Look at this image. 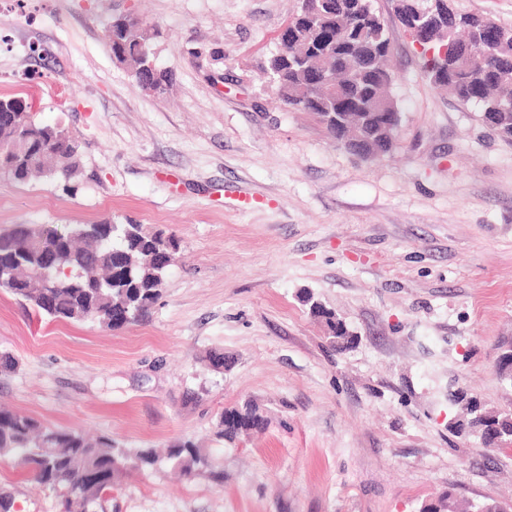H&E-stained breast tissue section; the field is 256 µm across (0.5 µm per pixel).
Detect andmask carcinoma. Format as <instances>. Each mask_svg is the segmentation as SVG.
<instances>
[{"mask_svg": "<svg viewBox=\"0 0 512 512\" xmlns=\"http://www.w3.org/2000/svg\"><path fill=\"white\" fill-rule=\"evenodd\" d=\"M412 0H393L403 26L417 25ZM110 48L118 63L139 83L149 82L160 93L169 84L166 73L140 75L146 52L152 49V27L141 21L130 27L111 23ZM422 49V72L434 87L445 89L463 103L482 111L481 119L501 139L512 142V30L493 19L458 14L431 18ZM453 42L442 65L441 49ZM384 17L373 0H321L312 13L299 5L288 27V45L278 47L263 71L280 74L277 92L288 106L310 112L328 134L365 158L390 154L396 147L402 110L389 92L393 75L388 66ZM336 75L343 89L336 95L326 73ZM22 99L6 100L0 112V140L24 129L26 138L9 158L0 157V178L25 183L34 175L71 180L79 169V154L67 150L69 132L43 124L29 113ZM175 235L142 224H106L96 238L85 237L81 226L60 229L50 224H14L0 233V290L29 302L51 318L71 322L105 323L115 306L125 307L131 323L142 319L161 295L168 268L179 252ZM313 315L325 320L338 348L354 342L337 329L336 313L314 302ZM451 404L465 403L467 417L448 427L469 435L476 429L497 438L495 447L512 446V413H499L467 398L463 390L448 393ZM264 425L256 407L228 409L218 435L232 440ZM0 454L20 459L39 484L62 493L65 512H88L110 492L127 469H151L161 463L151 448L118 447L110 439L92 441L83 434L49 429L33 418L0 410ZM166 461L186 477L208 466V455L191 441L168 449ZM423 512H469L448 493Z\"/></svg>", "mask_w": 512, "mask_h": 512, "instance_id": "obj_1", "label": "carcinoma"}]
</instances>
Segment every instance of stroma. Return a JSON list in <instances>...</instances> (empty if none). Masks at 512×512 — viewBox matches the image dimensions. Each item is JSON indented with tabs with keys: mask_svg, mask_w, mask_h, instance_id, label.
<instances>
[{
	"mask_svg": "<svg viewBox=\"0 0 512 512\" xmlns=\"http://www.w3.org/2000/svg\"><path fill=\"white\" fill-rule=\"evenodd\" d=\"M298 0H0V98L78 138L68 182L0 178V230L133 222L180 252L139 322L56 321L0 291V405L42 426L210 459L186 479L131 470L89 512H421L451 492L512 500V455L455 437L448 391L512 410L495 373L512 336V144L433 88L392 11L395 150L361 159L281 103L261 67ZM154 25L171 90L118 64L113 18ZM354 335L336 350L309 301ZM214 350L228 359L207 369ZM262 430L227 441L226 409ZM224 474L215 483L212 472ZM15 512L59 492L0 457ZM230 421L226 423L225 418ZM264 425L262 416L256 407L251 404H243L241 407L228 409L219 421L218 435L228 440L235 439L240 434L261 429Z\"/></svg>",
	"mask_w": 512,
	"mask_h": 512,
	"instance_id": "35a3bbf8",
	"label": "stroma"
}]
</instances>
